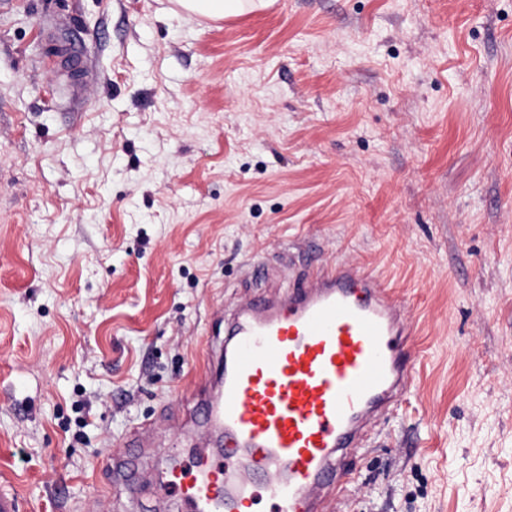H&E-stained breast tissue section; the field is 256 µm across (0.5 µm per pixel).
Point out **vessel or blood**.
<instances>
[{
    "instance_id": "obj_1",
    "label": "vessel or blood",
    "mask_w": 512,
    "mask_h": 512,
    "mask_svg": "<svg viewBox=\"0 0 512 512\" xmlns=\"http://www.w3.org/2000/svg\"><path fill=\"white\" fill-rule=\"evenodd\" d=\"M406 309L350 261L245 302L224 340L218 396L194 411L223 446L195 474L173 467L160 494L200 512H329L330 495L359 481L351 449L412 384Z\"/></svg>"
}]
</instances>
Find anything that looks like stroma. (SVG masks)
<instances>
[{"label": "stroma", "mask_w": 512, "mask_h": 512, "mask_svg": "<svg viewBox=\"0 0 512 512\" xmlns=\"http://www.w3.org/2000/svg\"><path fill=\"white\" fill-rule=\"evenodd\" d=\"M76 50L79 108L55 70ZM345 260L388 278L415 353L348 512H512V0L0 8V484L23 512H194L157 484L205 446L225 322ZM134 435L141 482L114 487ZM186 12L209 19L239 15L248 11L268 8L273 0H176Z\"/></svg>", "instance_id": "stroma-1"}]
</instances>
